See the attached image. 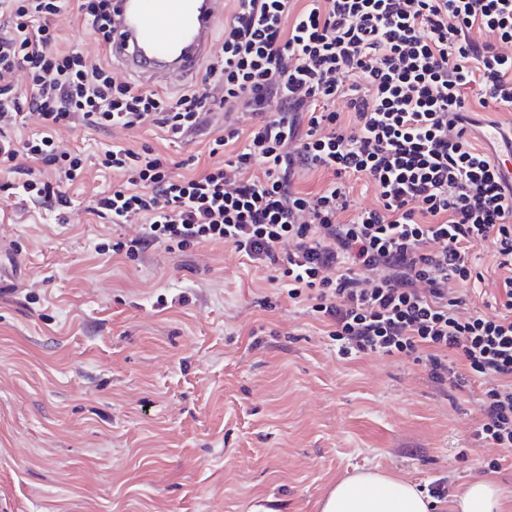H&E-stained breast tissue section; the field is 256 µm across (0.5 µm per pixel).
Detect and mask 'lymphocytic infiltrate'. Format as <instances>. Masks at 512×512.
Returning a JSON list of instances; mask_svg holds the SVG:
<instances>
[{
    "label": "lymphocytic infiltrate",
    "mask_w": 512,
    "mask_h": 512,
    "mask_svg": "<svg viewBox=\"0 0 512 512\" xmlns=\"http://www.w3.org/2000/svg\"><path fill=\"white\" fill-rule=\"evenodd\" d=\"M234 2L200 80L169 94L61 49L54 20L65 0H0V163L23 177L15 194L67 207L62 186L86 158L61 148L57 128L153 125L188 142L221 105L212 150L227 158L202 174L174 175L149 146L101 151L99 166L125 181L89 211L139 226L113 252L230 244L277 271L341 357L422 359L435 382L458 389L482 381L477 435L511 450L512 172L473 144L472 107L512 110V0ZM32 116L39 133L2 136ZM305 170L329 174L320 193L294 190ZM353 177L375 188L374 206L354 204ZM481 242L504 271L491 313L466 311L457 290L473 279Z\"/></svg>",
    "instance_id": "obj_1"
}]
</instances>
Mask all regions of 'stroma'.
Wrapping results in <instances>:
<instances>
[{
	"instance_id": "35a3bbf8",
	"label": "stroma",
	"mask_w": 512,
	"mask_h": 512,
	"mask_svg": "<svg viewBox=\"0 0 512 512\" xmlns=\"http://www.w3.org/2000/svg\"><path fill=\"white\" fill-rule=\"evenodd\" d=\"M55 23L61 48L99 53L77 0ZM58 138L147 145L187 175L217 161L208 137L176 145L154 126ZM14 179L0 167V512H322L367 470L512 493V451L477 437L476 393L411 357L341 358L320 316L230 246L112 253L138 227L87 202L120 172L89 168L50 211L8 194ZM474 256L481 277L460 291L483 310L501 271L491 243Z\"/></svg>"
}]
</instances>
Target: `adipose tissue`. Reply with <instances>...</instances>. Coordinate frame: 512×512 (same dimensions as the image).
I'll use <instances>...</instances> for the list:
<instances>
[{
  "label": "adipose tissue",
  "mask_w": 512,
  "mask_h": 512,
  "mask_svg": "<svg viewBox=\"0 0 512 512\" xmlns=\"http://www.w3.org/2000/svg\"><path fill=\"white\" fill-rule=\"evenodd\" d=\"M496 481L484 479L452 495L449 512H512ZM435 501L409 482L378 471L341 478L322 512H432Z\"/></svg>",
  "instance_id": "adipose-tissue-1"
}]
</instances>
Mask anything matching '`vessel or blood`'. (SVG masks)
Here are the masks:
<instances>
[{
  "label": "vessel or blood",
  "instance_id": "b4317fda",
  "mask_svg": "<svg viewBox=\"0 0 512 512\" xmlns=\"http://www.w3.org/2000/svg\"><path fill=\"white\" fill-rule=\"evenodd\" d=\"M223 16L224 0H112V57L146 80L192 78Z\"/></svg>",
  "mask_w": 512,
  "mask_h": 512
}]
</instances>
